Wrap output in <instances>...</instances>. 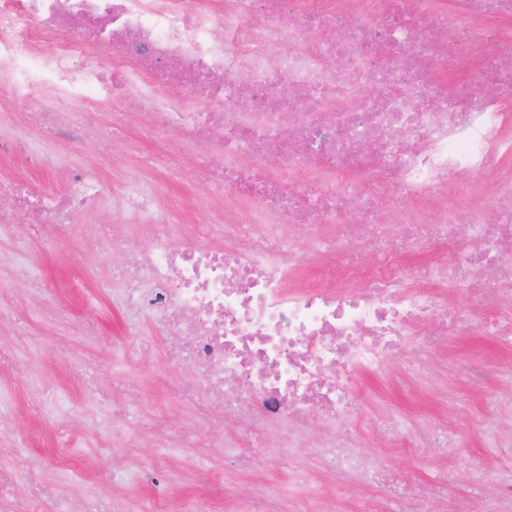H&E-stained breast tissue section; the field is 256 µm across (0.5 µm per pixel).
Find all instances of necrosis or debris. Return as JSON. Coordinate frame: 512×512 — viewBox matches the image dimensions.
<instances>
[{"instance_id":"necrosis-or-debris-1","label":"necrosis or debris","mask_w":512,"mask_h":512,"mask_svg":"<svg viewBox=\"0 0 512 512\" xmlns=\"http://www.w3.org/2000/svg\"><path fill=\"white\" fill-rule=\"evenodd\" d=\"M0 0V74L43 103L30 121L55 129L69 107L118 100L147 130L170 131L197 153L206 182L223 188L228 210L253 219L221 246L174 244L148 227L145 250L128 252L123 302L155 314L172 362L187 366L184 404L203 420L234 417L240 430L225 455L240 467L266 426L287 437L275 463L299 453L311 415L324 432L315 448L329 471L382 484L357 452L349 423L359 376L377 373L410 349L421 372L449 331H480L512 343V321L474 319L442 295L468 282L478 301L512 288V0ZM455 25L475 58L454 69L481 72L498 95L448 88L429 65L437 33ZM78 32L113 48L110 61L80 62ZM277 60H270L272 48ZM347 60L337 70L331 56ZM295 173L287 180L280 169ZM374 181L431 223L402 226ZM102 185L74 176L50 197L22 180H0V224L55 235L100 197ZM476 196L487 207L449 205ZM357 223H350V216ZM310 225L304 238L290 231ZM370 243L383 266L360 263ZM386 443L436 447L447 428L416 430L382 416ZM32 460L0 469V512H70ZM481 512H512V470L476 469ZM24 495H15L18 486ZM447 475L384 488L378 512H427L448 498Z\"/></svg>"}]
</instances>
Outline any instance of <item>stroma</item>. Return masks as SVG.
Returning a JSON list of instances; mask_svg holds the SVG:
<instances>
[{
	"label": "stroma",
	"instance_id": "1",
	"mask_svg": "<svg viewBox=\"0 0 512 512\" xmlns=\"http://www.w3.org/2000/svg\"><path fill=\"white\" fill-rule=\"evenodd\" d=\"M98 110L118 132L109 154L74 130L45 134L22 125L14 131L17 149L0 153V179H30L50 195L65 193L76 173L107 187L103 202L81 210L70 234L53 245L21 238L15 227H0V259L29 270L24 278L0 277V308L25 318L29 329L28 335L16 336L9 323L0 324V349L17 357L0 364V420L12 428L0 444L46 458V476L58 495L69 497L71 512H83L74 494L81 474L99 478L123 503L160 497L177 505L202 493L215 499L220 512H233L238 497L247 495L268 510L272 502L257 488L268 481L304 484L308 494L321 497L323 512H374L377 488L358 485L348 497H337L316 482L321 463L308 448L287 470L271 469L262 456L250 469H240L217 446L237 432L230 418L207 425L196 448L156 464L158 451L141 437L140 424L155 417L171 433L194 424V415L170 393L185 371L169 362L158 320L128 314L113 272L126 252L147 246L143 222L222 224L232 216L246 224L250 213L228 214L223 195L195 176L194 157L183 153L175 137L142 138L141 116L120 105L106 102ZM133 198L144 201V209H132ZM90 224L120 229L121 249L89 248L82 230ZM128 330L150 341L153 355L126 372L118 353ZM510 358L512 348L493 337L454 336L431 369L433 385L397 390L391 372L365 377L352 417L360 450L404 478L447 474L452 495L471 497L473 468L512 467V444L489 448L483 437L489 423L512 432V407L494 415L485 403L486 390L499 383V365ZM46 391L59 394L62 404L35 406ZM390 408L412 427L430 419L446 422L452 441L445 448L384 447L369 421ZM61 437L69 448L62 459L56 456Z\"/></svg>",
	"mask_w": 512,
	"mask_h": 512
}]
</instances>
